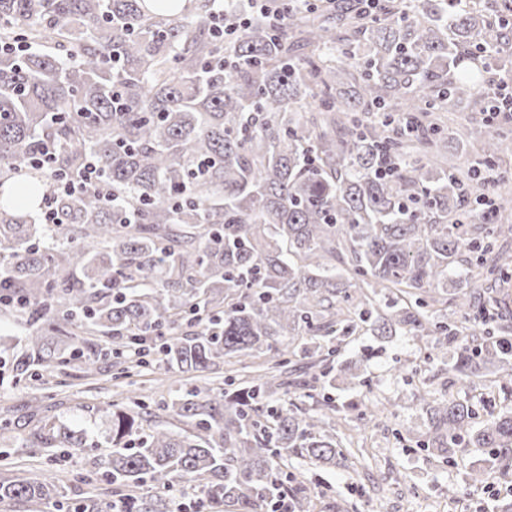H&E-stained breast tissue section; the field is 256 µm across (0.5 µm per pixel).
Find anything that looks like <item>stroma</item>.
Returning a JSON list of instances; mask_svg holds the SVG:
<instances>
[{
    "label": "stroma",
    "instance_id": "obj_1",
    "mask_svg": "<svg viewBox=\"0 0 512 512\" xmlns=\"http://www.w3.org/2000/svg\"><path fill=\"white\" fill-rule=\"evenodd\" d=\"M429 351L427 340L406 333L386 339L367 333L340 351L335 367L358 362L363 382L356 385L337 377L330 396L339 404L381 403L386 410L378 426L365 432L352 418L337 423L341 444L362 441L367 464L328 470L299 466L312 492L345 499L349 512H490L501 491L498 480L482 486L465 484L471 466L483 458L481 450L465 449L455 463L448 464L417 447L426 429L418 395L425 388L441 389L445 380L439 363L427 360ZM10 357V351L0 352L5 361L0 367V420L8 424L0 431V451L16 463L18 475L40 479L54 474L85 496L101 491L99 475H90L87 483L81 477L88 475L91 461L109 449L110 413L116 399L112 384L87 393L74 366L37 381L19 382L6 364ZM182 380L179 373L147 367L124 393L161 403L169 400ZM45 425H65L85 433V449L67 455L58 449L24 447L22 436Z\"/></svg>",
    "mask_w": 512,
    "mask_h": 512
}]
</instances>
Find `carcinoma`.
<instances>
[{"label": "carcinoma", "instance_id": "cac0c4a2", "mask_svg": "<svg viewBox=\"0 0 512 512\" xmlns=\"http://www.w3.org/2000/svg\"><path fill=\"white\" fill-rule=\"evenodd\" d=\"M237 0H0V288L24 306L16 379L78 361L86 375L151 342L156 365L188 375L152 425L143 399L115 406L112 452L95 461L134 512H159L195 482L209 512H315L288 470L348 460L314 391L335 386L336 352L365 328L431 337L448 364L420 395V445L451 461L485 450L471 486L512 476V408L477 420L452 389L512 395L507 294L479 288L512 268L496 165L512 140L432 118L481 96L512 32V0H362L277 5L224 36ZM52 158L32 164L47 148ZM96 161L93 191L56 189ZM35 210L14 206L18 189ZM53 210L57 223H41ZM225 368L224 384L206 378ZM315 401L288 410L279 392ZM41 428L32 448H84ZM56 478L0 470V503L63 505ZM110 512L106 492L70 502Z\"/></svg>", "mask_w": 512, "mask_h": 512}]
</instances>
